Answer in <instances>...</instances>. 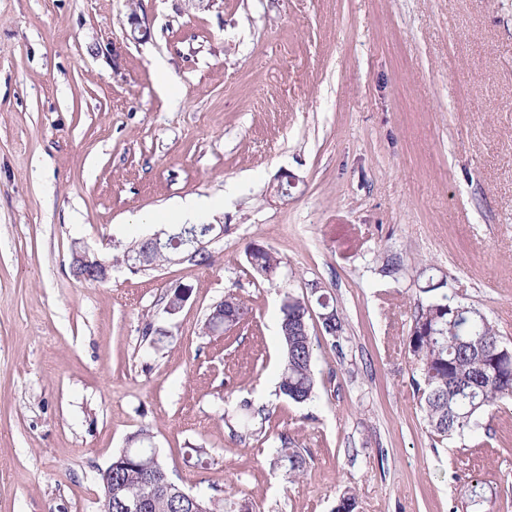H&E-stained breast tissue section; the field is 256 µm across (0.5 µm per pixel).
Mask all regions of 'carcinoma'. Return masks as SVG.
<instances>
[{
  "instance_id": "cac0c4a2",
  "label": "carcinoma",
  "mask_w": 512,
  "mask_h": 512,
  "mask_svg": "<svg viewBox=\"0 0 512 512\" xmlns=\"http://www.w3.org/2000/svg\"><path fill=\"white\" fill-rule=\"evenodd\" d=\"M205 224H181L172 231L175 244L154 257L165 264L181 249L184 241L206 239ZM252 257L249 264L263 278L274 276L279 261L263 248L245 251ZM462 309L455 320L448 317V308ZM249 316L248 308L236 301L232 309L224 310V319L204 323L209 332H226ZM306 301L291 294L280 306V336L284 345L279 394L298 404L314 400L317 378L313 369V342L310 329H302L308 321ZM412 323L422 326L424 336H409V348L420 365V379L413 380L416 390L423 391L420 407L436 439L443 441L462 436L478 426L481 415L512 399V376L506 370L501 375L490 373L493 356L506 347L493 326L476 308L448 300L443 294L433 301L417 306ZM149 431L142 430L128 440V446L112 457V471L100 473V481L112 482V512H119L121 503L137 500L142 512H189L198 504L205 512H217L208 506L202 494L190 501L181 495V486L160 478L166 468L152 456ZM275 463L292 476L307 470L304 450L292 446L282 435L275 449Z\"/></svg>"
}]
</instances>
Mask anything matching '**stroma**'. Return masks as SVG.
Masks as SVG:
<instances>
[{
	"instance_id": "1",
	"label": "stroma",
	"mask_w": 512,
	"mask_h": 512,
	"mask_svg": "<svg viewBox=\"0 0 512 512\" xmlns=\"http://www.w3.org/2000/svg\"><path fill=\"white\" fill-rule=\"evenodd\" d=\"M190 198L225 225L210 265L71 275L74 243L122 255ZM431 280L512 343V0H0V512H100L142 429L178 484L251 512L347 490L357 512H512V402L441 443L423 420L408 336ZM315 285L343 331L311 326L297 404L280 306ZM230 293L248 320L206 333ZM283 434L301 477L272 462ZM251 245L252 243L247 245L245 249V255L248 263L257 274L269 280L268 275L275 276L277 274L280 264L279 261H277L269 250L263 248H258L250 254L249 248ZM249 255H251L252 260L248 259Z\"/></svg>"
}]
</instances>
